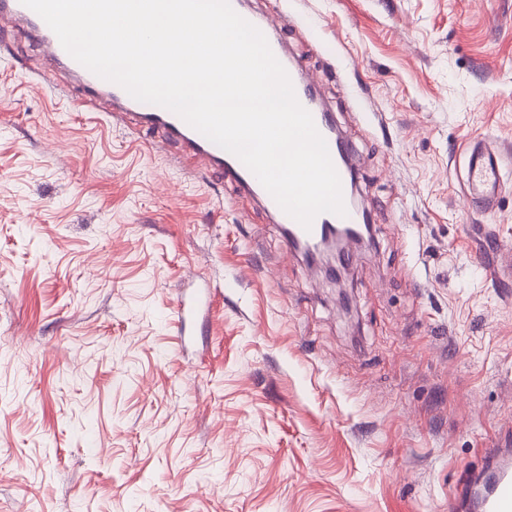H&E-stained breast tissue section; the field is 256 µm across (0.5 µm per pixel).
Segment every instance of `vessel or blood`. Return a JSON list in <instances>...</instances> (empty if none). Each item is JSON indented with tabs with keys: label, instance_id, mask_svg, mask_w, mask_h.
<instances>
[{
	"label": "vessel or blood",
	"instance_id": "b4317fda",
	"mask_svg": "<svg viewBox=\"0 0 512 512\" xmlns=\"http://www.w3.org/2000/svg\"><path fill=\"white\" fill-rule=\"evenodd\" d=\"M254 25L266 37L275 57L288 73L298 102L311 114L317 130L324 136L341 181L346 216L323 213L314 219L311 228L302 227L279 207L236 156L211 142L174 112L135 100L122 87L101 79L76 62L43 19L21 0H0L1 33L25 32L35 40L47 67L64 69L89 96L105 100L111 109L119 110L121 116L155 132L164 145H174L185 154L206 158L214 171L259 196L276 222L287 229L289 241L313 242L320 239L331 226L362 223L363 212L352 200L351 175L340 162L335 136L328 133L325 108L313 100L315 91L312 83L300 79L298 69L288 59L283 43L274 30V21L258 19ZM504 157V152L499 148L481 142L473 143L470 148L466 195L472 205L483 211L490 212L498 207ZM448 512H512V454H493L477 480L459 486L449 495Z\"/></svg>",
	"mask_w": 512,
	"mask_h": 512
}]
</instances>
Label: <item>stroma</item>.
<instances>
[{
  "label": "stroma",
  "mask_w": 512,
  "mask_h": 512,
  "mask_svg": "<svg viewBox=\"0 0 512 512\" xmlns=\"http://www.w3.org/2000/svg\"><path fill=\"white\" fill-rule=\"evenodd\" d=\"M286 17L373 224L343 285L237 185L0 37V512H448L512 446V0H250ZM208 292L188 336L184 292ZM507 156L497 147L476 142L470 147L466 195L471 204L486 212L497 209L502 179V162Z\"/></svg>",
  "instance_id": "stroma-1"
}]
</instances>
